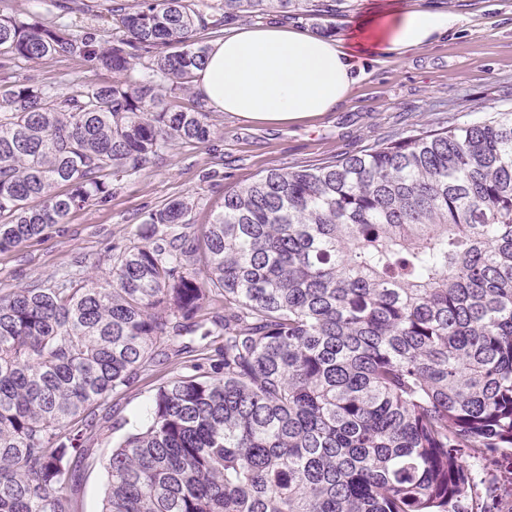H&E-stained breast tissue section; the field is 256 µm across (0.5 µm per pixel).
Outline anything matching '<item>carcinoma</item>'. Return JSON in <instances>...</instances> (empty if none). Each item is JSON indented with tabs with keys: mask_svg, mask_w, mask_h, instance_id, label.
Segmentation results:
<instances>
[{
	"mask_svg": "<svg viewBox=\"0 0 512 512\" xmlns=\"http://www.w3.org/2000/svg\"><path fill=\"white\" fill-rule=\"evenodd\" d=\"M103 10L107 46L0 16L5 59L122 75L70 96L0 86V252L209 139L199 31L336 0ZM186 212H150L103 282L0 296V512H75L96 411L185 336L224 337L223 357L158 387L112 449L103 512H483L473 463L512 456V111L271 169L198 235Z\"/></svg>",
	"mask_w": 512,
	"mask_h": 512,
	"instance_id": "cac0c4a2",
	"label": "carcinoma"
}]
</instances>
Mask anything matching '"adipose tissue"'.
<instances>
[{"mask_svg": "<svg viewBox=\"0 0 512 512\" xmlns=\"http://www.w3.org/2000/svg\"><path fill=\"white\" fill-rule=\"evenodd\" d=\"M458 23L447 11L368 0L337 36L277 24L236 26L211 41L195 84L216 111L285 125L335 111L351 95L366 59L407 55Z\"/></svg>", "mask_w": 512, "mask_h": 512, "instance_id": "ef3b65f1", "label": "adipose tissue"}]
</instances>
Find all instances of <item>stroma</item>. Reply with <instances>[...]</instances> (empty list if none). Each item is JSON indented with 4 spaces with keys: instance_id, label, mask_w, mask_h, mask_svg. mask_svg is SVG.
<instances>
[{
    "instance_id": "1",
    "label": "stroma",
    "mask_w": 512,
    "mask_h": 512,
    "mask_svg": "<svg viewBox=\"0 0 512 512\" xmlns=\"http://www.w3.org/2000/svg\"><path fill=\"white\" fill-rule=\"evenodd\" d=\"M346 2L332 16L267 12L256 19L336 35L364 7V0ZM408 2L452 11L460 23L433 45L368 64L350 98L327 115L271 126L212 112L215 132L208 140L170 145L146 170L113 182L107 201L75 210L42 237L0 253V295L50 285L72 274L107 277L113 244L139 241L145 215L171 201L187 202L185 221L193 233L212 222L226 193L270 169L327 163L428 125L480 122L487 113L512 107V0ZM83 3L73 0L71 10L61 12L51 0H0V15L38 12L54 24L111 41V26ZM112 80V72L78 57L0 60V83H34L60 96ZM184 371L183 358L161 361L109 398L108 416L88 443L91 457L81 473L76 512H101L106 462L125 436L124 430L113 428V421H142L157 388Z\"/></svg>"
}]
</instances>
